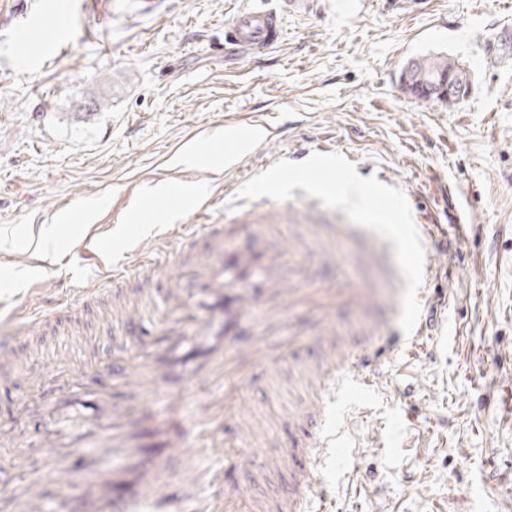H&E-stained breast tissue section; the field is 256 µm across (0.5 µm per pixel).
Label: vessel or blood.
I'll return each mask as SVG.
<instances>
[{"label": "vessel or blood", "mask_w": 512, "mask_h": 512, "mask_svg": "<svg viewBox=\"0 0 512 512\" xmlns=\"http://www.w3.org/2000/svg\"><path fill=\"white\" fill-rule=\"evenodd\" d=\"M308 2L284 0L280 10L239 12L224 28L225 50L265 54L284 41L287 17ZM276 230L259 224L251 237L235 243L225 224L174 225L132 267L113 270L101 286L17 311L0 329V387L23 367L28 340L44 334L62 313L93 316L106 329L121 325L123 335L137 339L128 350L78 364L48 359L33 402L17 408L22 417L40 406L54 427L61 404L78 405L99 420L98 438L111 442L112 456L121 462L111 479L94 483L68 458L56 460L55 486L78 494L65 512H309L321 488L318 467L328 448L323 433L331 400L346 387L366 389L389 380L383 356L425 335L430 296L427 289L410 288L408 268L386 266L391 327L382 333L368 323L357 341L338 339L329 303H314L287 252L265 249L264 236ZM161 280L168 283L162 290ZM311 303L324 317L318 331L323 355L301 371L308 399L284 415L307 431L308 440L272 455L252 414L251 384L260 368L266 390H273L288 350H267L259 337L240 335L238 326L263 307L269 326L280 329L291 324L294 310ZM119 391L177 407L161 423L159 451H141L128 430L136 412L116 399ZM284 474L290 477L286 490L264 493L267 483ZM45 497V483L30 478L10 512H24L25 503Z\"/></svg>", "instance_id": "b4317fda"}]
</instances>
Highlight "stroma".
Listing matches in <instances>:
<instances>
[{
    "label": "stroma",
    "mask_w": 512,
    "mask_h": 512,
    "mask_svg": "<svg viewBox=\"0 0 512 512\" xmlns=\"http://www.w3.org/2000/svg\"><path fill=\"white\" fill-rule=\"evenodd\" d=\"M87 2L0 12V266L21 274L0 281V321L41 274L61 292L93 284L88 226L126 262L156 227L266 216L281 226L271 247L293 252L308 288L337 294L336 333L353 336L387 308H356L346 291L382 284V268L353 239L317 254L329 225L366 219L398 260L419 247L440 256L442 306L419 346L388 358L392 385L356 398L313 512H512V0H313L280 46L247 59L225 55V24L279 0ZM53 19L66 38L51 48ZM433 55L471 74L454 106L402 85L411 60ZM257 119L283 125L281 137L230 166ZM320 148L346 152L356 171L317 189L301 158ZM49 224L66 244L35 259L30 239ZM295 319L303 335L282 392L254 407L279 422L272 454L290 440L281 413L304 396L296 367L322 350L314 313ZM32 392L20 381L0 403V426L25 441L43 422L12 408Z\"/></svg>",
    "instance_id": "stroma-1"
}]
</instances>
